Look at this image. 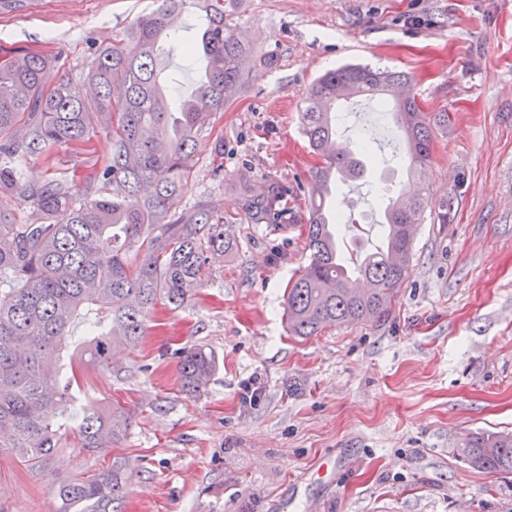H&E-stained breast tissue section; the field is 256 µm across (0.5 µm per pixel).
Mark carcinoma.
Masks as SVG:
<instances>
[{
  "instance_id": "cac0c4a2",
  "label": "carcinoma",
  "mask_w": 512,
  "mask_h": 512,
  "mask_svg": "<svg viewBox=\"0 0 512 512\" xmlns=\"http://www.w3.org/2000/svg\"><path fill=\"white\" fill-rule=\"evenodd\" d=\"M204 2L200 42L184 51L203 55L205 71L194 92L178 102L160 81L168 18L197 0H161L129 31L136 52L119 42L97 50L81 87L52 82L56 60L48 55L0 56V195L38 214V222L21 224L0 210V284L11 294L10 304L0 306L1 454L41 464L61 446L69 425L78 447L88 452L114 447L129 418L119 406L104 411L76 404V365L112 374L111 349L137 346L156 306L184 305L202 286L210 259L234 246L218 202L178 210L196 135L224 111L247 58L236 28L224 21V0ZM406 81L399 72L345 64L319 77L303 100V133L324 165L317 168L309 198V261L285 298L292 336L380 316L409 276V227L420 223L424 198L389 200L382 245L371 252L344 250L337 231L342 217L331 211L325 189L361 177L364 163L343 143L332 155L324 150L336 141V103L376 97L404 135L408 172L423 174L430 161V121L415 100L390 99L392 88ZM103 125L112 134V155L83 182L28 180L29 160L86 143ZM96 181L110 193L91 196ZM245 210L253 224H276L288 210V190L276 185L249 194ZM215 368L205 348L182 351V390L202 395ZM460 453L474 468L512 473L511 433H471ZM130 482L126 467L116 463L61 482L59 512H123Z\"/></svg>"
}]
</instances>
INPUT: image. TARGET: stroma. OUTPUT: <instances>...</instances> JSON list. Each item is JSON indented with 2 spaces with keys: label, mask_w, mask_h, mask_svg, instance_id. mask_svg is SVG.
<instances>
[{
  "label": "stroma",
  "mask_w": 512,
  "mask_h": 512,
  "mask_svg": "<svg viewBox=\"0 0 512 512\" xmlns=\"http://www.w3.org/2000/svg\"><path fill=\"white\" fill-rule=\"evenodd\" d=\"M153 0H0V54L34 51L82 84L95 49L120 39ZM202 16L188 9L166 44L176 95L199 82ZM250 48L242 86L196 136L184 208L220 199L235 251L206 266L188 303L157 306L137 348L112 373L83 370L78 402H120L115 448L91 454L64 438L41 466L0 454V512H58L56 483L121 462L133 473L124 512H512V473L472 468V432L512 433V0H224ZM404 72L432 128L431 159L404 180L381 113L348 100L337 135L369 143L366 174L337 183L333 204L379 240L388 197L417 186L429 205L411 274L381 317L289 335L284 291L308 262V192L322 161L300 108L313 81L342 64ZM223 141V155L214 151ZM112 152L96 131L85 150L30 161V179H82ZM288 186L287 221L253 224L244 190ZM449 222H441L442 210ZM211 350L201 397L180 388L178 351ZM256 398L243 403L245 384Z\"/></svg>",
  "instance_id": "35a3bbf8"
}]
</instances>
